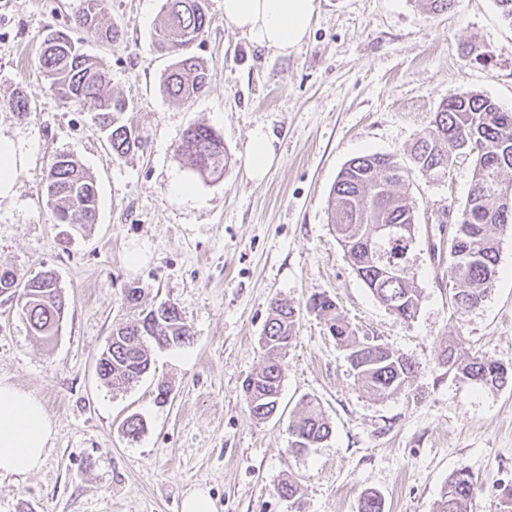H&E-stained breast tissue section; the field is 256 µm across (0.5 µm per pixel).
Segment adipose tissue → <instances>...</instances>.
Returning <instances> with one entry per match:
<instances>
[{"label":"adipose tissue","mask_w":512,"mask_h":512,"mask_svg":"<svg viewBox=\"0 0 512 512\" xmlns=\"http://www.w3.org/2000/svg\"><path fill=\"white\" fill-rule=\"evenodd\" d=\"M315 10L316 0H224V22L251 43L287 55L304 43ZM53 434L37 398L0 382V473L36 471Z\"/></svg>","instance_id":"obj_1"}]
</instances>
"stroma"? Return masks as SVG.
I'll return each mask as SVG.
<instances>
[{
	"label": "stroma",
	"instance_id": "1",
	"mask_svg": "<svg viewBox=\"0 0 512 512\" xmlns=\"http://www.w3.org/2000/svg\"><path fill=\"white\" fill-rule=\"evenodd\" d=\"M313 26L289 55L254 46L224 23V0L194 53L210 65L206 92L171 102L161 76L171 59L156 51L161 0H108L104 20L117 43L88 39L86 53L109 72L123 120L140 142L113 154L92 121L39 67L45 35L72 32L83 0H0V138L21 154L10 194L0 197V269L29 278L54 270L68 302L57 337L34 336L15 298L0 294V381L38 398L55 426L43 465L0 474V512H181L204 489L216 512H358L361 495L385 512H435L449 474L477 479L470 512H499L512 484V385L489 390L459 379L436 357L448 338L463 351L512 366V231L499 246V274L485 301L458 308L448 278L443 205L462 204L472 157L442 178L411 173L414 273L420 310L406 321L359 279L336 241L330 197L353 158L394 153L406 160L451 94L479 93L512 111V24L495 0H454L439 14L422 0H316ZM26 97L20 116L9 107ZM215 128L230 164L201 178L177 158L183 132ZM271 129L274 162L249 178L252 131ZM70 153L96 180L95 224L56 223L45 195L54 157ZM195 193L174 195L172 183ZM137 288V307L123 299ZM324 293L358 335L416 362L405 389L375 398L354 384L347 353L324 321L305 311ZM300 308L284 358L280 406L252 416L244 379L264 364L260 347L272 301ZM162 302L175 304L189 343L152 348V365L131 389L112 392L97 362L115 323ZM166 399H159V388ZM319 403L331 436L302 455L289 452L288 423L303 400ZM146 423L137 439L123 424ZM298 487L302 508L279 495Z\"/></svg>",
	"mask_w": 512,
	"mask_h": 512
}]
</instances>
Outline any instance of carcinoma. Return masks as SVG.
I'll use <instances>...</instances> for the list:
<instances>
[{"label": "carcinoma", "mask_w": 512, "mask_h": 512, "mask_svg": "<svg viewBox=\"0 0 512 512\" xmlns=\"http://www.w3.org/2000/svg\"><path fill=\"white\" fill-rule=\"evenodd\" d=\"M106 6L107 0H83L74 22L87 34L114 42L119 30L103 21ZM161 11L164 22L155 31L154 44L173 56L162 75L163 92L185 103L203 93L209 81L208 67L192 52L209 26L205 0H163ZM39 65L61 98L92 106V120L112 153L123 156L137 146L139 136L122 120L128 103L108 91V73L96 57L85 53L68 34L55 31L43 39ZM175 152L203 179L222 176L228 163L223 138L207 124L188 128ZM459 155L474 157L472 187L463 205L441 209L437 223H448V213H453L448 277L456 305L472 309L481 305L496 280L500 234L512 224V184L502 179L505 171L512 170V111L500 109L478 93L448 96L435 112L431 128L412 144L410 162L421 174L439 177ZM407 178V169L394 155L365 154L340 171L331 193V224L344 256L376 299L405 321L414 319L419 310L415 273L395 280L388 268L415 237L416 213L404 191ZM45 192L57 223H96L97 184L72 155L55 156ZM382 226L394 227V235L376 247L369 244ZM2 293L17 298L34 335L46 342L58 335L67 302L53 270L25 281L12 270H1ZM306 310L322 317L336 344L348 350L354 381L363 392L383 398L410 385L416 363L383 343L359 338L335 301L324 294L313 295ZM298 321L299 310L280 301L272 303L260 337L264 365L243 382L248 407L257 419L267 418L278 405L282 358L296 338ZM188 336L177 306L161 303L139 319L113 326L112 343L98 360L99 376L113 390H126L150 369L146 340L167 347L186 343ZM438 362L485 388L499 389L512 382V367L484 355L465 357L453 340L440 349ZM288 431L289 450L302 453L327 439L331 426L310 399L302 402ZM474 491L473 474L466 466L458 467L448 476L436 512H470ZM358 512H384L382 498L372 492L363 494Z\"/></svg>", "instance_id": "1"}]
</instances>
